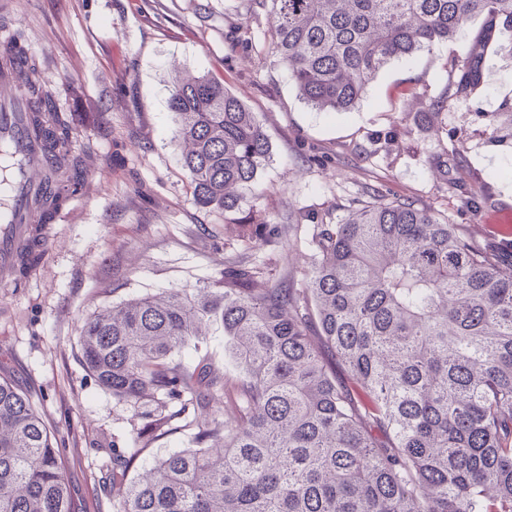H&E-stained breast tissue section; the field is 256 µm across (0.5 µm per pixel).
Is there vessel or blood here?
Listing matches in <instances>:
<instances>
[{
	"mask_svg": "<svg viewBox=\"0 0 512 512\" xmlns=\"http://www.w3.org/2000/svg\"><path fill=\"white\" fill-rule=\"evenodd\" d=\"M0 161L8 162L11 171L6 200L0 203V275L10 277L51 186L43 177L48 160L28 125L18 76L7 70L0 72Z\"/></svg>",
	"mask_w": 512,
	"mask_h": 512,
	"instance_id": "1",
	"label": "vessel or blood"
}]
</instances>
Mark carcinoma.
Masks as SVG:
<instances>
[{
	"instance_id": "1",
	"label": "carcinoma",
	"mask_w": 512,
	"mask_h": 512,
	"mask_svg": "<svg viewBox=\"0 0 512 512\" xmlns=\"http://www.w3.org/2000/svg\"><path fill=\"white\" fill-rule=\"evenodd\" d=\"M249 2L267 12L272 52L317 109L349 110L390 60L463 42L430 99L436 117L481 88L490 55L512 54V0ZM8 53L59 169L41 212L49 224L83 166L70 116L21 36ZM168 107L196 202L242 211V190L269 156L255 113L206 74L174 81ZM239 224L256 236L267 220L250 210ZM311 249L299 288L235 261L208 285L133 298L83 323L82 362L116 398L207 409L221 394L239 405L132 479L141 449L112 452L118 512H512V251L494 255L433 209L374 188L340 222L316 225ZM40 258L34 231L15 282ZM212 323L224 329L222 375L177 359ZM64 444L0 376V512H75Z\"/></svg>"
}]
</instances>
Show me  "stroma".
I'll use <instances>...</instances> for the list:
<instances>
[{
	"label": "stroma",
	"mask_w": 512,
	"mask_h": 512,
	"mask_svg": "<svg viewBox=\"0 0 512 512\" xmlns=\"http://www.w3.org/2000/svg\"><path fill=\"white\" fill-rule=\"evenodd\" d=\"M0 32L22 33L93 180L42 236L21 284L0 279V375L39 399L68 436L63 463L79 512H116L112 453L152 458L192 445V411L119 400L84 369L77 340L99 308L220 278L244 256L270 277L301 279L321 218L340 221L373 186L447 215L481 246L512 247V144L491 139L488 112L512 110V55L488 59L483 92L450 101L439 125L426 106L448 82L455 42L391 60L347 112L305 103L271 53L266 12L247 0H16ZM208 74L256 112L270 144L247 208L267 239L244 237L220 210L194 201L168 109L175 76ZM168 420L138 432L155 410Z\"/></svg>",
	"instance_id": "35a3bbf8"
}]
</instances>
